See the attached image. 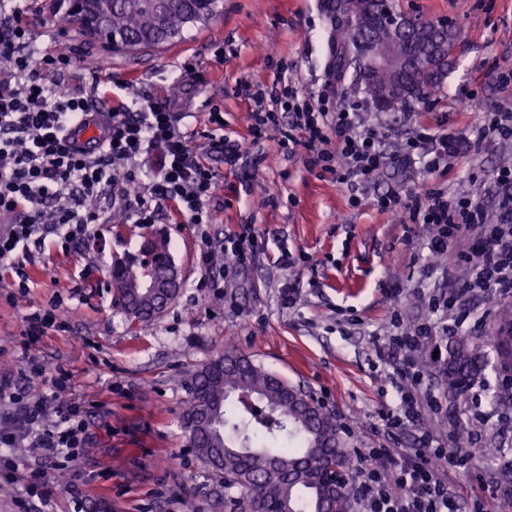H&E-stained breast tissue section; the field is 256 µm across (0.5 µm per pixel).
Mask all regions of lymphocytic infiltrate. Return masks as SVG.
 Instances as JSON below:
<instances>
[{"instance_id": "lymphocytic-infiltrate-1", "label": "lymphocytic infiltrate", "mask_w": 512, "mask_h": 512, "mask_svg": "<svg viewBox=\"0 0 512 512\" xmlns=\"http://www.w3.org/2000/svg\"><path fill=\"white\" fill-rule=\"evenodd\" d=\"M40 0H0V265L20 270L18 294L29 290L25 267L35 265L31 241L54 239L62 250L92 240L91 227L103 223L107 199L120 201L130 220L152 224L157 204L174 203L187 224H210L219 175L213 159L247 172L257 171L267 150L287 157L303 153L306 164L335 174L345 184L348 202L360 205L383 170L417 166L430 172L448 169L465 137L455 125L417 122L414 136L397 152L380 148L381 135L366 125L357 106L338 109L327 92L300 95L294 83L278 78L269 86L238 85L250 98L248 140L215 135L217 112L206 129L184 126V113L171 100L144 98L133 104L112 95L111 74H95L89 87L74 91L65 77L80 62L77 53H46L31 37V18ZM107 109L112 135L91 155L71 150L70 130L96 106ZM158 166H145L150 156ZM503 192L495 218L466 195L430 186L411 195L390 189L375 199L384 213L408 212L413 224L432 228L430 251L469 266V285L512 297V168L498 171ZM265 252L251 228L229 233L223 242H204L199 261L214 271L218 261L233 268L256 261ZM432 331L421 323L377 348L378 357L397 354L401 377L393 381L395 410L385 426L419 431L418 448L355 449L356 512H458L460 490L449 474L464 466L470 449L455 445L423 422L429 402L420 389L412 352ZM36 361L0 374V485L14 489L30 512H52L50 477L73 462L88 444L83 402L60 406L71 387L65 369L48 376L45 391L29 389L43 375Z\"/></svg>"}]
</instances>
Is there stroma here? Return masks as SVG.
<instances>
[{
  "instance_id": "obj_1",
  "label": "stroma",
  "mask_w": 512,
  "mask_h": 512,
  "mask_svg": "<svg viewBox=\"0 0 512 512\" xmlns=\"http://www.w3.org/2000/svg\"><path fill=\"white\" fill-rule=\"evenodd\" d=\"M402 11L424 20L448 18L457 26L460 47L441 90L423 105L425 120L448 117L478 151L463 152L446 172L421 168L387 170L372 194L399 188L410 194L421 184L441 185L467 195L494 213L500 187L498 170L512 167V139L484 130L487 113L512 107L489 65L512 71V0H396ZM333 25L321 0H221L219 12L185 29L182 39L161 49L134 54L105 53L99 41L76 27L46 32L34 24L41 49L65 48L105 58L113 81L135 85L153 97L173 98L180 62H192L202 77L187 103L199 123L220 108L225 131L247 133L250 103L236 97L240 83L272 84L278 61L305 93L332 81L335 104L359 101L367 124L385 131L382 147L399 150L410 134L402 114L382 112L365 94L337 77L332 67ZM224 210L207 230L212 238L251 224L261 233L266 254L223 287L206 288L198 262L197 227L182 223L172 203H161L157 221L134 224L119 207H109L96 225L104 250L76 246L58 252L51 243L34 247L40 267L29 292L15 301L4 298L13 270H0V369L23 366L36 356L46 370L64 367L73 376L68 401H91L92 440L73 462L88 477L84 492L88 512H228L230 492L187 446L180 415L188 399L192 370L222 351L226 342L292 384L314 391L325 407L348 428L347 448L416 447L417 436H397L376 427L387 407L395 405L391 386L400 365L377 362L373 348L386 344L398 326L437 321L430 297H454L449 319L461 321L465 333L480 335L496 323L495 291L469 289L465 264L431 257L428 229L401 224L371 201L350 206L335 175L305 166L302 157L284 158L268 151L249 184L215 161ZM163 235L181 276L175 301L155 320L135 324L113 306L106 289L113 258L132 262L148 241ZM294 259L278 265L281 248ZM295 281L297 299L285 305L284 280ZM56 303L68 319L31 349L21 343L22 319L30 307ZM451 336L433 331L415 351L424 387L436 391L450 413L468 428L463 447L478 449L466 469L453 474L464 498L489 496L512 486V402L491 405L490 389L500 376L486 369L459 402L443 381V362Z\"/></svg>"
}]
</instances>
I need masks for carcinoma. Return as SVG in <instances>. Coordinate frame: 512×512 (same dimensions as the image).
I'll list each match as a JSON object with an SVG mask.
<instances>
[{"label": "carcinoma", "instance_id": "1", "mask_svg": "<svg viewBox=\"0 0 512 512\" xmlns=\"http://www.w3.org/2000/svg\"><path fill=\"white\" fill-rule=\"evenodd\" d=\"M218 0H112L104 32L112 50L135 52L168 43L191 25L216 12ZM327 0L335 20L334 38L340 76L352 73L363 93L384 112H405L435 96L448 77L458 32L443 22L421 21L424 36L400 38L409 70L404 76L381 70L365 75L362 64L387 56L396 48L380 27L392 24L396 7L391 0ZM147 258L166 278L173 267L167 243H148ZM134 266L112 265L109 286L113 303L135 322L159 316L158 302L145 301L136 289ZM498 329L485 335H462L448 350L444 383L455 398L464 399L469 385L489 365L512 371V301L496 302ZM188 399L183 425L196 458L224 487L250 493L249 509L270 512H354L358 494L355 458L343 448L342 426L335 416L308 409L301 388L256 363L233 346L201 364L187 381ZM343 483L326 497L323 478L332 471Z\"/></svg>", "mask_w": 512, "mask_h": 512}]
</instances>
